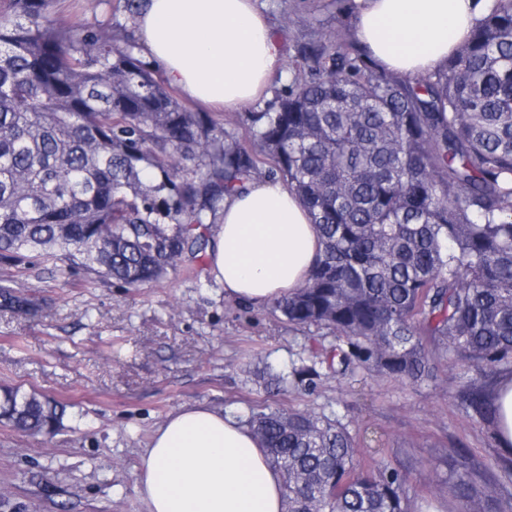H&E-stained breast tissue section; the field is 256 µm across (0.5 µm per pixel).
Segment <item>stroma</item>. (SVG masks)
I'll use <instances>...</instances> for the list:
<instances>
[{"instance_id":"1","label":"stroma","mask_w":512,"mask_h":512,"mask_svg":"<svg viewBox=\"0 0 512 512\" xmlns=\"http://www.w3.org/2000/svg\"><path fill=\"white\" fill-rule=\"evenodd\" d=\"M117 0H53L67 24L111 30ZM281 43L284 74L252 104L276 105L294 78L297 43L314 31L350 30L354 0H259ZM38 303L0 310V385H21L64 405L54 436L0 424V497L26 512H148L136 489L153 432L186 405L204 404L239 419L264 408L335 411L358 441L356 463L407 471L414 505L455 512L448 479L456 449L477 472L511 456L489 429L455 406L463 370L429 346L436 380L416 384L364 368L314 385L265 388V366L291 372L326 329L294 326L271 305L227 297L209 260L184 257L160 283L128 288L69 269L5 266L0 276Z\"/></svg>"}]
</instances>
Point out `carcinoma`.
Returning <instances> with one entry per match:
<instances>
[{
    "mask_svg": "<svg viewBox=\"0 0 512 512\" xmlns=\"http://www.w3.org/2000/svg\"><path fill=\"white\" fill-rule=\"evenodd\" d=\"M49 3L0 0V264L159 282L186 254L205 255L224 197L266 164L323 242L305 283L273 302L288 323L334 335L298 380L359 367L434 379L430 341L464 368L459 409L497 430L491 379L512 372V0L414 80L343 34L315 32L297 48L294 85L273 111L247 113L240 139L155 78L136 26L104 42L53 19ZM32 308L0 278V310ZM64 415L32 389L0 386V424L51 434ZM247 425L282 477L284 512H413L408 475L356 468L336 412L275 408ZM457 456L459 512H512V494L481 496L468 450Z\"/></svg>",
    "mask_w": 512,
    "mask_h": 512,
    "instance_id": "obj_1",
    "label": "carcinoma"
}]
</instances>
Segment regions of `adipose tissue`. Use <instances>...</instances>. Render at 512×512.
<instances>
[{
    "label": "adipose tissue",
    "instance_id": "ef3b65f1",
    "mask_svg": "<svg viewBox=\"0 0 512 512\" xmlns=\"http://www.w3.org/2000/svg\"><path fill=\"white\" fill-rule=\"evenodd\" d=\"M352 40L406 77L442 66L496 0H354ZM145 51L189 99L237 112L282 72L257 0H149L136 22ZM322 250L310 215L280 180L225 199L210 254L226 296L263 305L306 280ZM136 488L150 512H282L279 473L251 429L204 405L182 407L153 434Z\"/></svg>",
    "mask_w": 512,
    "mask_h": 512
}]
</instances>
